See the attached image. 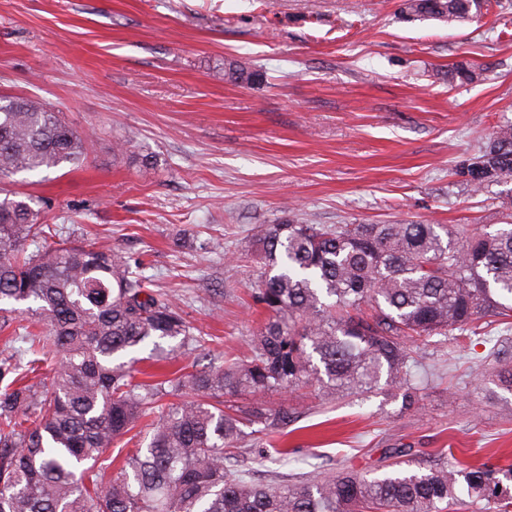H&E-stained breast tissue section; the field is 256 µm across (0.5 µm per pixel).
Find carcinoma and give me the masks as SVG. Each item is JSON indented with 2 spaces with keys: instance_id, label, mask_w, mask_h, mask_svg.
I'll use <instances>...</instances> for the list:
<instances>
[{
  "instance_id": "obj_1",
  "label": "carcinoma",
  "mask_w": 512,
  "mask_h": 512,
  "mask_svg": "<svg viewBox=\"0 0 512 512\" xmlns=\"http://www.w3.org/2000/svg\"><path fill=\"white\" fill-rule=\"evenodd\" d=\"M484 0H403L408 18L450 24ZM462 84L479 68L450 72ZM259 73L224 60V81ZM87 145L60 113L32 98L0 95V179L77 169ZM481 189L512 180V123L493 130L455 169ZM40 211L0 190V332L50 328L39 346L0 352V512H443L461 502L512 506V469L421 467L395 450L394 470L368 478L341 470L317 481L256 483L225 465L245 429L288 423L266 408L271 392L303 388L321 396L366 395L384 385L419 409L422 350L445 346L478 321L512 312V223L260 224L253 242L264 275L254 299L266 311L246 359H228L157 383L137 380L136 353L177 340L199 342L168 294L150 288L142 263L119 252L54 240ZM37 245L36 250L29 246ZM25 304L27 309L18 306ZM415 343V348L406 342ZM492 370L512 391V360ZM51 374L49 386L25 382ZM184 387L195 397L166 410L158 402ZM248 392L244 412L232 398ZM156 415L145 448L115 473L100 465L114 441Z\"/></svg>"
}]
</instances>
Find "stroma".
<instances>
[{"label": "stroma", "mask_w": 512, "mask_h": 512, "mask_svg": "<svg viewBox=\"0 0 512 512\" xmlns=\"http://www.w3.org/2000/svg\"><path fill=\"white\" fill-rule=\"evenodd\" d=\"M401 0H0V94L41 99L87 141L78 170L1 183L64 239L141 260L203 340L177 365L250 354L259 224H499L512 180L454 173L512 121V0L469 20L408 21ZM234 58L261 81L224 80ZM467 61L480 81H449ZM133 146L118 150L128 131ZM477 337L426 348L420 411L387 390L271 393L287 428L239 441L276 484L341 468L374 477L397 448L459 468L512 467V392ZM272 447L284 464L262 461Z\"/></svg>", "instance_id": "obj_1"}]
</instances>
